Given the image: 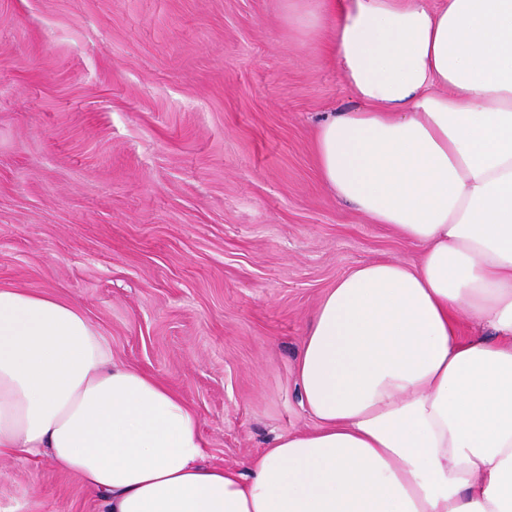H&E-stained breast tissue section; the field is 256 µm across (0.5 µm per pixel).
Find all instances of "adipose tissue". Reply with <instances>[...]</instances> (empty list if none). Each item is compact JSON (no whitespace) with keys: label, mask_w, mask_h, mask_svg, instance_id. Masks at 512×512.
<instances>
[{"label":"adipose tissue","mask_w":512,"mask_h":512,"mask_svg":"<svg viewBox=\"0 0 512 512\" xmlns=\"http://www.w3.org/2000/svg\"><path fill=\"white\" fill-rule=\"evenodd\" d=\"M288 21L331 30L362 102L317 128L324 184L424 248L326 291L296 362L316 427L206 465L196 413L78 305L0 286V464L48 456L106 512H512V0H289Z\"/></svg>","instance_id":"1"}]
</instances>
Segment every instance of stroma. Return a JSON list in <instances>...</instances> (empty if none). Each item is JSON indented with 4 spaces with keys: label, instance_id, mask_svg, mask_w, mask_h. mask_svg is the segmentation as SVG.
Wrapping results in <instances>:
<instances>
[{
    "label": "stroma",
    "instance_id": "stroma-1",
    "mask_svg": "<svg viewBox=\"0 0 512 512\" xmlns=\"http://www.w3.org/2000/svg\"><path fill=\"white\" fill-rule=\"evenodd\" d=\"M331 31L286 0H0V286L76 303L178 392L205 460L312 428L295 365L337 279L422 249L322 183L314 137L358 101ZM0 512H102L49 459Z\"/></svg>",
    "mask_w": 512,
    "mask_h": 512
}]
</instances>
